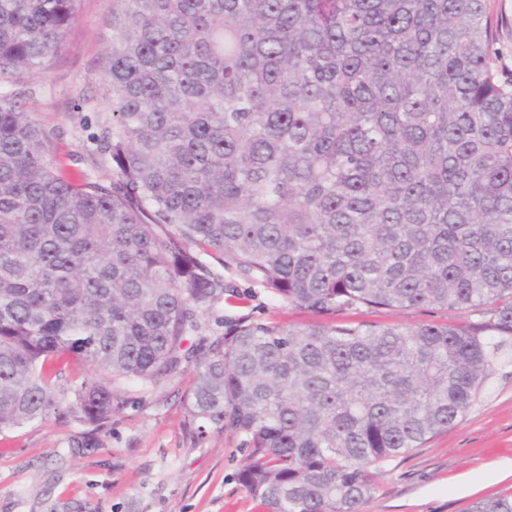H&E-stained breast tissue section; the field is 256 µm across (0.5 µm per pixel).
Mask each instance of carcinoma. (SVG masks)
I'll return each mask as SVG.
<instances>
[{
    "label": "carcinoma",
    "instance_id": "cac0c4a2",
    "mask_svg": "<svg viewBox=\"0 0 512 512\" xmlns=\"http://www.w3.org/2000/svg\"><path fill=\"white\" fill-rule=\"evenodd\" d=\"M80 0H0V434L68 406L99 424L115 378L193 367L199 434L247 452L266 512H361L379 470L471 408L512 337V78L486 0H112V178L71 180L22 75ZM232 261L317 316L474 309L479 326L253 320ZM64 356L98 375L61 382ZM471 512H512V498ZM209 262L224 276L227 287L247 293L249 300L242 307L230 305L221 300L210 309L200 312L198 314L200 336H219L224 333L226 325L239 318L261 319L281 325H300L325 320L307 311L291 307L288 303L273 300L266 288L242 276L229 261L223 262L210 258Z\"/></svg>",
    "mask_w": 512,
    "mask_h": 512
}]
</instances>
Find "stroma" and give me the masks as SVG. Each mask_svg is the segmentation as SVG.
I'll use <instances>...</instances> for the list:
<instances>
[{
	"label": "stroma",
	"mask_w": 512,
	"mask_h": 512,
	"mask_svg": "<svg viewBox=\"0 0 512 512\" xmlns=\"http://www.w3.org/2000/svg\"><path fill=\"white\" fill-rule=\"evenodd\" d=\"M500 21L490 64L512 76V0H487ZM112 41V0H81L64 49L45 74L28 80L25 109L54 134L57 166L100 179L112 169L92 138L112 121L104 98V57ZM211 265L246 304L216 302L200 312L201 335H221L240 318L281 325L315 315L273 300L233 264ZM346 321L415 327L478 324L474 310L436 307L362 309ZM193 384L185 371L146 388L116 387L126 405L100 429L50 414L0 434V512H265L238 481L243 463L232 433L197 435L185 401ZM512 496V344L499 355L472 408L448 431L391 461L362 512H471L488 497Z\"/></svg>",
	"instance_id": "35a3bbf8"
}]
</instances>
